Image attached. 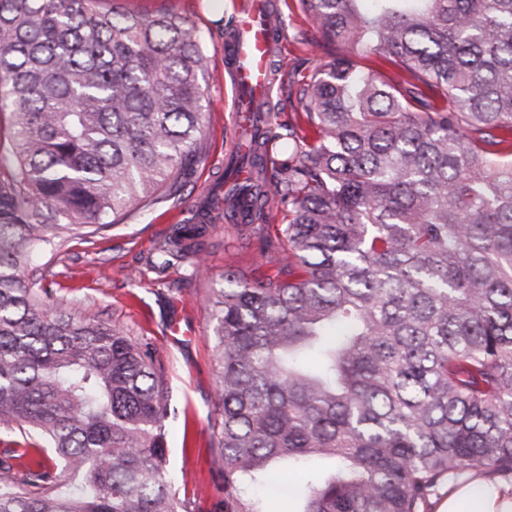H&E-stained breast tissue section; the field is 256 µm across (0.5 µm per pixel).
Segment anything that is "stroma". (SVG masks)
Listing matches in <instances>:
<instances>
[{
  "instance_id": "35a3bbf8",
  "label": "stroma",
  "mask_w": 512,
  "mask_h": 512,
  "mask_svg": "<svg viewBox=\"0 0 512 512\" xmlns=\"http://www.w3.org/2000/svg\"><path fill=\"white\" fill-rule=\"evenodd\" d=\"M224 13L214 18L209 0H123L133 13L164 8L195 21L209 58L203 136L208 158L191 172L179 196L164 199L147 215L116 224L96 234L72 238L62 251L34 256L35 266L47 272L46 283L87 317L118 322L135 333L152 337L167 362L176 407H189V417L174 416L167 423L170 469L177 486L186 487L193 512H219L224 490L210 449V422L218 415L216 339L207 299L223 288L225 271L242 278L273 277L274 260L257 261L256 244L236 238L234 228L219 222L209 245L208 276L195 277L183 268L157 275L147 263L156 241L170 225L184 223L208 189L218 187L229 150L225 121L233 92L224 74V33L235 15L234 0H223ZM285 20L282 41L274 57L280 74L302 79L324 63L325 54L313 41L317 31L297 0H275ZM137 280H129V273Z\"/></svg>"
}]
</instances>
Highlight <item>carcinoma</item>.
Here are the masks:
<instances>
[{"instance_id":"carcinoma-1","label":"carcinoma","mask_w":512,"mask_h":512,"mask_svg":"<svg viewBox=\"0 0 512 512\" xmlns=\"http://www.w3.org/2000/svg\"><path fill=\"white\" fill-rule=\"evenodd\" d=\"M299 0L332 59L257 113L224 196L148 264L197 276L216 219L264 230L279 274L209 299L221 512H431L442 483L512 477V0ZM381 52L393 81L356 58ZM207 56L192 21L120 0H0V512H193L165 445L151 338L87 319L32 267L83 230L175 197L205 161ZM36 438L53 455L32 458Z\"/></svg>"}]
</instances>
